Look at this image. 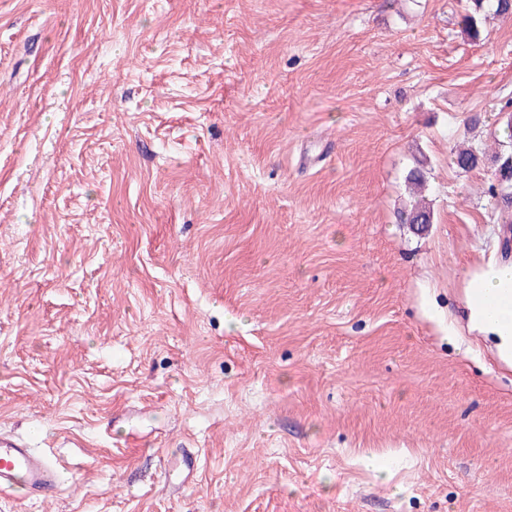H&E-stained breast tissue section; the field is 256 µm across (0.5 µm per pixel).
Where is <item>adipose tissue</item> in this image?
<instances>
[{
  "instance_id": "obj_1",
  "label": "adipose tissue",
  "mask_w": 512,
  "mask_h": 512,
  "mask_svg": "<svg viewBox=\"0 0 512 512\" xmlns=\"http://www.w3.org/2000/svg\"><path fill=\"white\" fill-rule=\"evenodd\" d=\"M465 319L470 331L512 346V260L491 259L466 277Z\"/></svg>"
}]
</instances>
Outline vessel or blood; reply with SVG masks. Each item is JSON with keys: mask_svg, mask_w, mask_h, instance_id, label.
<instances>
[{"mask_svg": "<svg viewBox=\"0 0 512 512\" xmlns=\"http://www.w3.org/2000/svg\"><path fill=\"white\" fill-rule=\"evenodd\" d=\"M62 480L63 472L49 453L0 434V495L22 489L48 499L58 493Z\"/></svg>", "mask_w": 512, "mask_h": 512, "instance_id": "vessel-or-blood-1", "label": "vessel or blood"}]
</instances>
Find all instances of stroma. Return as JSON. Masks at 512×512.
<instances>
[{
	"label": "stroma",
	"instance_id": "35a3bbf8",
	"mask_svg": "<svg viewBox=\"0 0 512 512\" xmlns=\"http://www.w3.org/2000/svg\"><path fill=\"white\" fill-rule=\"evenodd\" d=\"M470 7L0 0V432L65 470L0 512H512V367L463 321L512 18ZM473 11L463 18L464 31L472 40H479L482 20L489 15L512 17V0H472ZM482 154L481 150L477 147L471 145L461 147L454 151L452 163L458 170L467 173L480 165ZM406 182L413 190L414 200L410 209L401 212L400 217L405 224H412L413 227L416 224L417 230L420 226V231H423L433 221V211L430 203L422 195L427 184L426 171L420 165L411 168L406 175Z\"/></svg>",
	"mask_w": 512,
	"mask_h": 512
}]
</instances>
